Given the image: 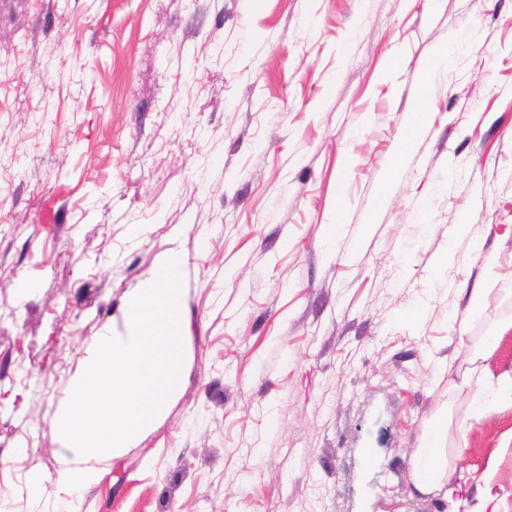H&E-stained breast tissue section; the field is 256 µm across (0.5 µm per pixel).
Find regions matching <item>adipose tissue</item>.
<instances>
[{
	"mask_svg": "<svg viewBox=\"0 0 512 512\" xmlns=\"http://www.w3.org/2000/svg\"><path fill=\"white\" fill-rule=\"evenodd\" d=\"M447 426L448 419L444 416L430 424L424 433L421 448L411 460V474L419 490H441L452 482L457 464L447 457L442 447L443 432Z\"/></svg>",
	"mask_w": 512,
	"mask_h": 512,
	"instance_id": "obj_1",
	"label": "adipose tissue"
}]
</instances>
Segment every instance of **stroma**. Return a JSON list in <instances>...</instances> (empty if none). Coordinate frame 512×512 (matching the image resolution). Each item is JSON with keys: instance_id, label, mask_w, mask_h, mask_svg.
<instances>
[{"instance_id": "stroma-1", "label": "stroma", "mask_w": 512, "mask_h": 512, "mask_svg": "<svg viewBox=\"0 0 512 512\" xmlns=\"http://www.w3.org/2000/svg\"><path fill=\"white\" fill-rule=\"evenodd\" d=\"M1 71L0 512H512L465 385L512 369V0H0ZM172 248L178 392L67 497L69 381ZM448 427V415L440 416L424 433L423 444L411 460V474L418 490L444 489L448 495L454 491L452 479L457 469L455 460L449 459L442 448L443 432ZM448 485V488L446 486Z\"/></svg>"}]
</instances>
